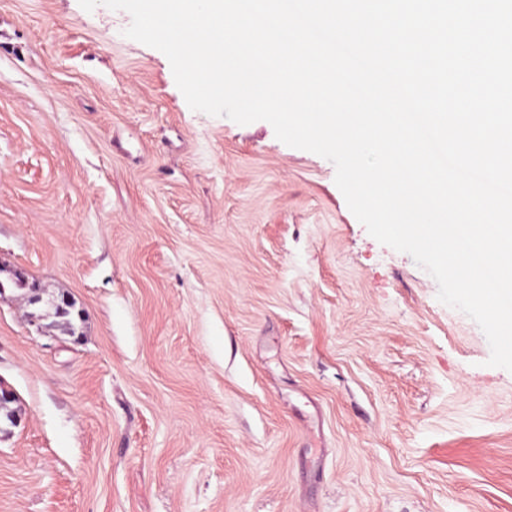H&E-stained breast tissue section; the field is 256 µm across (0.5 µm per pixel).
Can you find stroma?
Masks as SVG:
<instances>
[{"mask_svg": "<svg viewBox=\"0 0 512 512\" xmlns=\"http://www.w3.org/2000/svg\"><path fill=\"white\" fill-rule=\"evenodd\" d=\"M130 23L0 0V512H512L478 324Z\"/></svg>", "mask_w": 512, "mask_h": 512, "instance_id": "1", "label": "stroma"}]
</instances>
